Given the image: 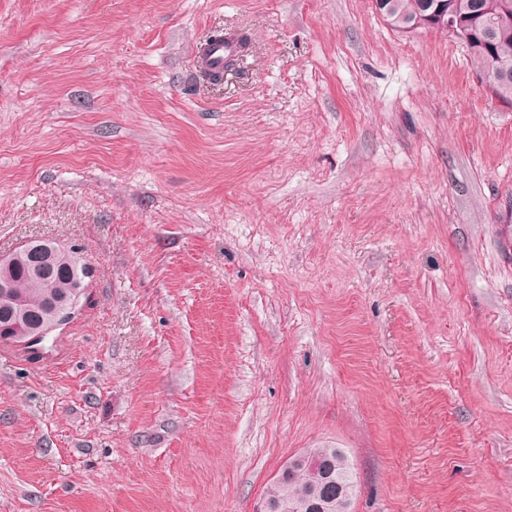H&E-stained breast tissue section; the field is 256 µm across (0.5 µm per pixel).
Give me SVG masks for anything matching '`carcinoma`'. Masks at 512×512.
I'll use <instances>...</instances> for the list:
<instances>
[{"label":"carcinoma","instance_id":"cac0c4a2","mask_svg":"<svg viewBox=\"0 0 512 512\" xmlns=\"http://www.w3.org/2000/svg\"><path fill=\"white\" fill-rule=\"evenodd\" d=\"M392 13L385 17L387 23L398 29L402 20L412 17L424 0H387ZM448 6L460 13L473 14V24L478 39L468 49L473 68L484 69L488 56L512 65V0H446ZM491 98L512 103V79L487 84ZM32 259L23 255L12 270L11 296L13 301L0 307V326L14 322L18 330H7L6 339L22 343L29 348L46 347L52 336L40 342L32 340V330L52 322L51 301L68 296L75 282L81 278L86 263L78 252L71 249L57 256L51 273L37 277L31 272ZM304 456L323 463H333L341 490H331L324 502L327 512H343L344 494L356 493V482L349 460L336 448H308ZM315 477L302 471L293 478L279 476L266 488L264 498L288 503L295 512H304L303 503L309 497Z\"/></svg>","mask_w":512,"mask_h":512}]
</instances>
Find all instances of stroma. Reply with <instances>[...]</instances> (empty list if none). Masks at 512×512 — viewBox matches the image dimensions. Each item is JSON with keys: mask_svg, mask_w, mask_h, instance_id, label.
Returning a JSON list of instances; mask_svg holds the SVG:
<instances>
[{"mask_svg": "<svg viewBox=\"0 0 512 512\" xmlns=\"http://www.w3.org/2000/svg\"><path fill=\"white\" fill-rule=\"evenodd\" d=\"M249 54L200 82L194 50ZM92 269L0 339V512H512V109L371 0H0V256ZM342 450L341 448H324V447H316V448H308L301 456H306L308 458L319 460L323 463L327 461H331L333 463V476L332 480L335 482L333 488L326 500H324V507L327 511L325 512H344V494L352 493L356 494V482L353 477L352 467L349 464L348 458L345 459L342 453H339L338 450ZM343 451V450H342ZM316 460H308L306 458H301L296 461H289L288 466L283 470L284 473H293L294 471L302 468L307 462V466L314 471H320L324 476L323 479H328L331 476L330 466L328 464L321 466L320 463ZM336 471H337V480L341 485L342 489L336 495ZM282 472V473H283ZM315 477L308 471L299 472L294 478L279 476L266 488L264 497L270 501L288 502L292 512H305L303 503L309 497ZM263 499L256 512H285L287 507L280 502H268Z\"/></svg>", "mask_w": 512, "mask_h": 512, "instance_id": "1", "label": "stroma"}]
</instances>
